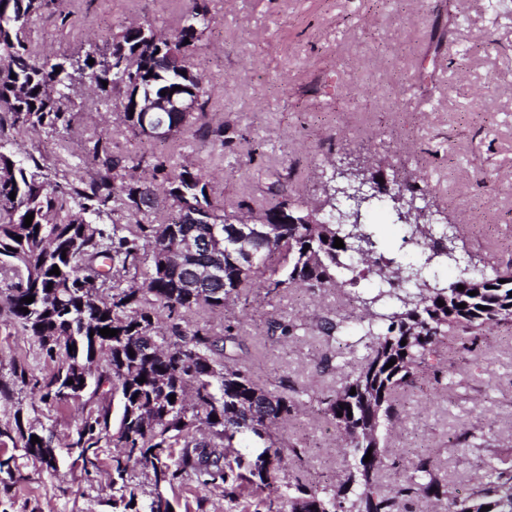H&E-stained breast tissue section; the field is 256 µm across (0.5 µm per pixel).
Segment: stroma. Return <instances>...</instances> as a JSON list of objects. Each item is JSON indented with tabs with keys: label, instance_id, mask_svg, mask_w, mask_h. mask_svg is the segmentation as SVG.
<instances>
[{
	"label": "stroma",
	"instance_id": "obj_1",
	"mask_svg": "<svg viewBox=\"0 0 512 512\" xmlns=\"http://www.w3.org/2000/svg\"><path fill=\"white\" fill-rule=\"evenodd\" d=\"M211 24L195 53L209 104L204 117L224 125V147L201 143L193 129L170 142L174 162L211 175L221 206L246 201L254 211L275 204L254 173H281L292 196L319 205L320 171L342 157L371 158L388 180L419 185L433 209L465 225L457 241L464 258L512 268V0H207ZM193 0H53L30 22L36 53L75 57L89 41L130 22L175 32ZM71 14L59 28L58 11ZM74 119L65 138L39 132L16 138L30 153L66 175L81 145L108 132L114 154L151 152L148 140L122 121L120 98L104 102L88 84L74 88ZM332 288L293 287L276 295L242 292L226 311L197 309L190 322L223 335L238 326L243 363L261 386L305 393L280 436L295 446L279 477L336 485L347 462L344 441L320 413L317 396L346 383L347 365L365 350L328 343L316 331L280 339L273 320L313 322L356 316L362 306ZM453 370L447 383L422 377L396 395L399 418L387 435L381 484L408 475L432 456L438 473L462 489L480 486L491 457L512 456V324L483 328L476 345L442 347ZM26 360L30 379L54 369L32 337L0 324V382L5 403L34 405L29 418L53 437L56 458L40 464L14 449L13 475L0 474V512H113L104 447L100 471L85 472L65 448L80 423L76 406L32 404L29 387L12 382V362ZM165 497L191 512H224L216 493L201 490L194 474Z\"/></svg>",
	"mask_w": 512,
	"mask_h": 512
}]
</instances>
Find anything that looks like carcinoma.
I'll return each mask as SVG.
<instances>
[{
    "mask_svg": "<svg viewBox=\"0 0 512 512\" xmlns=\"http://www.w3.org/2000/svg\"><path fill=\"white\" fill-rule=\"evenodd\" d=\"M45 7V0H0V304L6 309L4 324L33 337L39 353L57 363L52 374L32 383L35 400L80 407L82 418L67 447L77 449L83 468H98L104 446L123 449L112 457L115 512H136L131 503L138 489L129 471L137 465L152 470L157 488H171L191 471L202 488L223 489L230 503L250 490L258 495L253 512H295L297 505L305 512H409L416 502L442 501L448 512H482L484 506L488 512H512V460L501 457L488 463L487 481L462 498L439 477L430 456L420 457L399 483L384 488L378 481L384 439L397 417L395 394L426 370L437 383L447 378L448 370L436 359L443 340L463 332L465 345L475 342L487 325L512 323V271L484 272V285L474 296L468 295L473 287L460 279L448 281L436 273L407 281L399 275L405 267L448 264V236H457V225L405 224L400 250H410L414 259L387 257L374 225H361L360 235L353 236L351 225L336 223L335 202L324 198L317 213L286 194L276 179L267 190L280 201L261 216L273 222L285 209L299 223L278 225L259 244L252 263L229 248L224 281L216 285L220 293L191 295L180 241L230 238L231 213L214 204L200 168L155 153L122 160L112 155L109 137L101 134L82 146L81 162L60 182L34 155L18 157L5 146L9 131L68 127L64 107L84 76L106 99L122 97L124 121L137 135L139 113L130 108L135 100L143 103L163 90L196 101L172 136L194 125L209 98L202 84L190 93L183 71L211 23L206 0H195L165 42L154 43L151 24L142 29L128 25L108 31L103 46L92 45L77 58L38 59L30 48L28 25ZM90 59L94 64H88ZM225 133L222 126L201 124L195 136L222 146ZM161 205L176 215L156 224L153 215ZM121 208L137 216L136 223H121L116 218ZM190 212L200 216L199 223H182ZM31 213L32 224L26 227ZM105 217L112 222H103ZM337 237L344 247H333ZM55 265L60 274H49ZM368 278L376 293L363 304L380 302L386 308L357 317L360 342L371 353L341 389L321 399L325 416L345 442V478L334 487L279 485L285 451L296 448L274 436L272 427L288 420L300 401L286 390L254 382L238 354L235 326L214 336L185 321V314L222 310L245 288L270 295L299 285L355 287ZM30 296L32 303L22 301ZM105 327L118 330L117 335L99 334ZM100 356L107 367L80 384L88 365ZM392 359L396 363L386 367ZM142 376L143 383L138 381ZM105 386L118 403L115 425L111 404L98 398ZM213 415L217 420H211ZM22 416L23 408L15 406L0 424V447H20L26 457L50 464L52 436ZM34 435L40 442L31 443ZM174 448L181 449L175 461ZM253 448L269 458L258 462ZM369 451L372 460L365 463Z\"/></svg>",
    "mask_w": 512,
    "mask_h": 512,
    "instance_id": "carcinoma-1",
    "label": "carcinoma"
}]
</instances>
